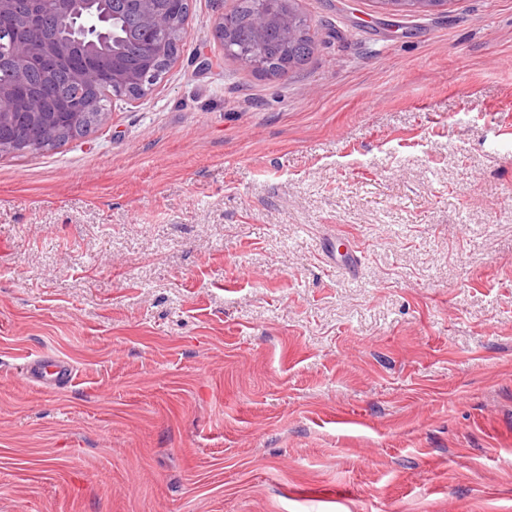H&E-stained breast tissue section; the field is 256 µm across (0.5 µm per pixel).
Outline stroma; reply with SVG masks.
Instances as JSON below:
<instances>
[{
	"mask_svg": "<svg viewBox=\"0 0 512 512\" xmlns=\"http://www.w3.org/2000/svg\"><path fill=\"white\" fill-rule=\"evenodd\" d=\"M234 3L0 154V512H512V0H296L285 76L225 55ZM73 367L55 355H44L31 362L22 372L27 383H38L43 387H62L72 381Z\"/></svg>",
	"mask_w": 512,
	"mask_h": 512,
	"instance_id": "1",
	"label": "stroma"
}]
</instances>
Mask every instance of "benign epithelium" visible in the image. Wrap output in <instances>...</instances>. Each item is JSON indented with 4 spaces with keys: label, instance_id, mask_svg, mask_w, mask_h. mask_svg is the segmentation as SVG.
I'll list each match as a JSON object with an SVG mask.
<instances>
[{
    "label": "benign epithelium",
    "instance_id": "1",
    "mask_svg": "<svg viewBox=\"0 0 512 512\" xmlns=\"http://www.w3.org/2000/svg\"><path fill=\"white\" fill-rule=\"evenodd\" d=\"M78 3L79 0H41V6L54 14L58 27L64 30L72 29ZM128 3L130 12L141 22V53L135 62L125 60L116 47L112 48V60L101 58L83 37L47 38L42 34L38 15L21 8L19 0H0V64L11 63L14 73L12 82L0 83V124L9 121L19 105L26 107L31 124L38 129L63 113L90 112L96 105L91 91L101 83L112 85L120 95L146 97L163 75L162 63L175 56L187 31L167 0ZM291 3L293 0H254L255 39L233 50L258 73L271 71L269 58L260 50L268 31L278 30L287 45L300 36ZM60 61L71 62L73 93L62 99L37 95L31 68H50Z\"/></svg>",
    "mask_w": 512,
    "mask_h": 512
}]
</instances>
